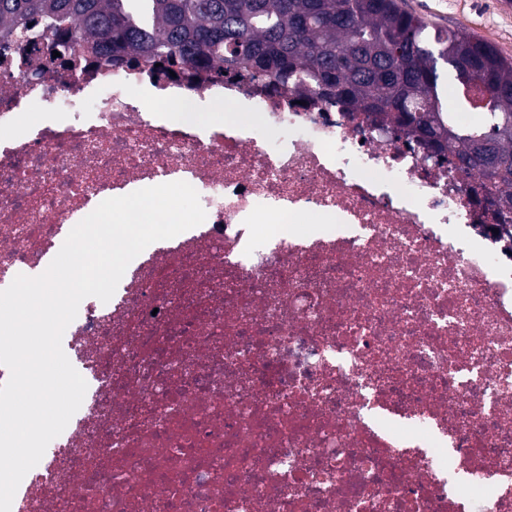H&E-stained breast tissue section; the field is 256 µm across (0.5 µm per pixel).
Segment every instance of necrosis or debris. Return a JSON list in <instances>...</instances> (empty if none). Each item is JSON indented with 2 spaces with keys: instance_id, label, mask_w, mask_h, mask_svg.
Returning a JSON list of instances; mask_svg holds the SVG:
<instances>
[{
  "instance_id": "necrosis-or-debris-1",
  "label": "necrosis or debris",
  "mask_w": 512,
  "mask_h": 512,
  "mask_svg": "<svg viewBox=\"0 0 512 512\" xmlns=\"http://www.w3.org/2000/svg\"><path fill=\"white\" fill-rule=\"evenodd\" d=\"M0 36V284L102 201L206 212L85 298L87 383L11 512H512V224L371 118ZM229 102L246 121L190 113ZM37 120H28L30 110Z\"/></svg>"
}]
</instances>
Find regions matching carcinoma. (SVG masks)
<instances>
[{"label":"carcinoma","mask_w":512,"mask_h":512,"mask_svg":"<svg viewBox=\"0 0 512 512\" xmlns=\"http://www.w3.org/2000/svg\"><path fill=\"white\" fill-rule=\"evenodd\" d=\"M58 16L93 55L161 59L169 72L216 64L228 80L269 79L389 121L448 172L478 176L488 202L512 199V60L473 35L429 30L397 0H0L15 37ZM450 81L462 109L472 91L493 98L483 123L463 127L443 108Z\"/></svg>","instance_id":"1"}]
</instances>
